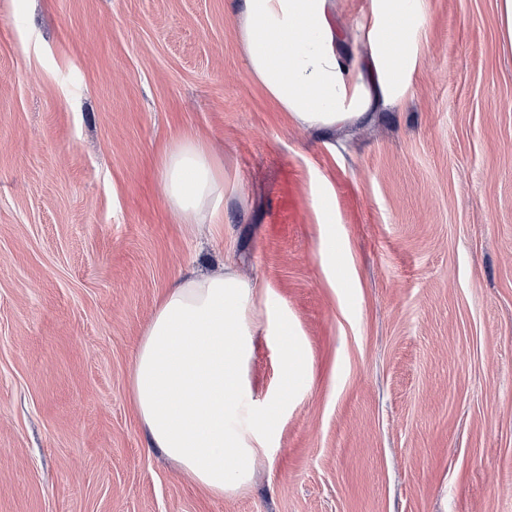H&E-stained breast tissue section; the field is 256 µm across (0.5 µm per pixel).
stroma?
<instances>
[{"instance_id":"stroma-1","label":"stroma","mask_w":512,"mask_h":512,"mask_svg":"<svg viewBox=\"0 0 512 512\" xmlns=\"http://www.w3.org/2000/svg\"><path fill=\"white\" fill-rule=\"evenodd\" d=\"M242 9L0 0V512H512L497 0H426L406 106L332 134L248 78ZM185 133L224 164L217 241L158 183ZM223 257L287 310L308 379L216 497L149 448L130 379L165 289ZM278 351L257 337L256 400Z\"/></svg>"}]
</instances>
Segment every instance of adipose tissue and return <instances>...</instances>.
<instances>
[{
  "mask_svg": "<svg viewBox=\"0 0 512 512\" xmlns=\"http://www.w3.org/2000/svg\"><path fill=\"white\" fill-rule=\"evenodd\" d=\"M411 2L364 0L350 30L336 21V0H244L247 74L309 129L333 132L377 108L404 107L416 63ZM158 181L180 223L223 236L224 170L206 142L179 137ZM256 288L228 264L192 272L161 295L134 359L130 388L149 447L218 497L250 481V463L280 421L281 399L255 401L246 380L265 325L280 337L284 385L305 377L287 315L272 304L257 311Z\"/></svg>",
  "mask_w": 512,
  "mask_h": 512,
  "instance_id": "obj_1",
  "label": "adipose tissue"
}]
</instances>
